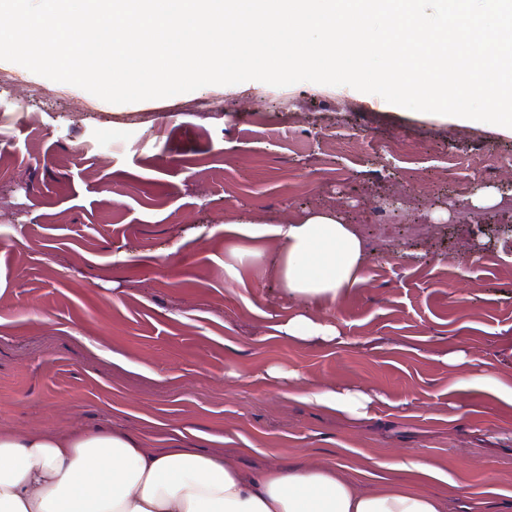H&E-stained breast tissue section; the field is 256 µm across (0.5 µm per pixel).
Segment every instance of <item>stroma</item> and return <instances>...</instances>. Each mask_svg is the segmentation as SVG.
<instances>
[{
	"label": "stroma",
	"instance_id": "obj_1",
	"mask_svg": "<svg viewBox=\"0 0 512 512\" xmlns=\"http://www.w3.org/2000/svg\"><path fill=\"white\" fill-rule=\"evenodd\" d=\"M511 180V135L347 85L112 104L0 61V428L109 426L512 512ZM317 211L367 253L314 311L341 345L275 335L299 304L268 260L224 273L226 224ZM317 389L368 394L367 416ZM305 400L309 403L336 409L355 419L367 416V407L371 402L369 397L363 393L349 390H316L307 394Z\"/></svg>",
	"mask_w": 512,
	"mask_h": 512
}]
</instances>
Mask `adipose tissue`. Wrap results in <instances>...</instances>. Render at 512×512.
<instances>
[{
	"label": "adipose tissue",
	"mask_w": 512,
	"mask_h": 512,
	"mask_svg": "<svg viewBox=\"0 0 512 512\" xmlns=\"http://www.w3.org/2000/svg\"><path fill=\"white\" fill-rule=\"evenodd\" d=\"M241 238L224 260L229 278L262 257L260 241L282 249L271 263L298 311L279 335L341 342L340 328L312 308L366 281L365 244L340 215L314 213L290 224L225 225ZM0 512H444L434 496L391 488L359 494L335 469L275 468L246 477L224 458L177 445L147 451L110 427L60 436L0 431Z\"/></svg>",
	"instance_id": "ef3b65f1"
}]
</instances>
